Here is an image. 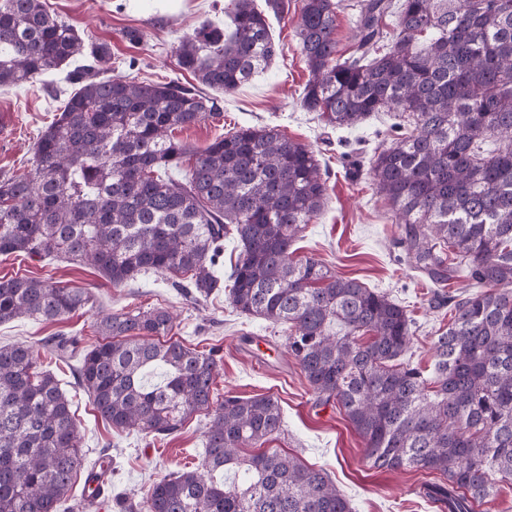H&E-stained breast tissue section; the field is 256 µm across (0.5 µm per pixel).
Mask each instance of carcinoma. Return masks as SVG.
Here are the masks:
<instances>
[{
	"label": "carcinoma",
	"instance_id": "obj_1",
	"mask_svg": "<svg viewBox=\"0 0 512 512\" xmlns=\"http://www.w3.org/2000/svg\"><path fill=\"white\" fill-rule=\"evenodd\" d=\"M234 0L230 22L183 36L178 66L199 86L101 78L107 44L86 40L42 0H0V86L85 58L79 89L33 146L21 177L0 176V255L64 256L120 287L149 271L186 274L208 297L224 239L240 247L228 298L285 327L317 406L339 409L377 470L438 474L419 493L475 512L512 485V0H360L349 57L336 59L337 0H301L296 36L309 78L301 106L336 129L374 112L409 114L408 136L376 152L374 190L392 206L404 261L448 296L432 376L404 360L414 322L385 293L298 259L293 244L327 195L319 160L270 126H243L198 151L175 131L223 111L277 54L269 16L287 0ZM398 33L385 51L386 17ZM89 291L0 280V324L63 320ZM166 309L116 313L78 380L116 429L163 439L210 420L192 470L153 483L119 512H352L319 470L268 443L277 397H216L218 360L169 338ZM70 401L30 347L0 346V512H59L85 466Z\"/></svg>",
	"mask_w": 512,
	"mask_h": 512
}]
</instances>
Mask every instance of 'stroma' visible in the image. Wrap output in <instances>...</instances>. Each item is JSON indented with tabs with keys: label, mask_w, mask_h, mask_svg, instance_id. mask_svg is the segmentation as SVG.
Instances as JSON below:
<instances>
[{
	"label": "stroma",
	"mask_w": 512,
	"mask_h": 512,
	"mask_svg": "<svg viewBox=\"0 0 512 512\" xmlns=\"http://www.w3.org/2000/svg\"><path fill=\"white\" fill-rule=\"evenodd\" d=\"M48 7L79 34L106 42L112 58L105 75L190 85L179 69L176 47L181 36L200 23H223L231 0H46ZM300 0H288V13L272 19L271 33L280 52L269 68L235 92L223 95L221 116L177 131L192 148L240 126L275 125L293 141L314 151L326 172L323 211L295 243L298 257L322 261L343 277L387 292L406 306L415 320L411 364L432 373L438 330L447 328L448 306H436V288L403 260L396 243L398 229L389 203L377 195L370 174L376 150L389 146L401 119L378 112L358 128L325 127L315 113L302 111L300 94L308 68L296 37ZM142 33L141 43L128 41L129 30ZM71 91L65 70L19 87H0V175L20 176L32 168L38 133L53 119ZM29 276L51 279L65 288H87L94 304L68 319L48 322L21 318L0 324V344L33 348L42 368L52 372L72 401L81 445L89 464H111L108 497L93 501L85 512H115L116 497L143 493L170 473L195 466L204 448L208 418L194 415L175 435L153 439L134 431L117 432L97 416L75 374L77 358L58 359L55 337L77 339L86 348L99 339L97 324L113 313L162 307L175 316L173 339L197 350H216L220 359L217 394L251 397L271 394L283 408V431L274 440L307 466L324 470L347 497L353 512H439L419 494L427 473L369 468L362 439L335 407L314 406L309 384L286 347L281 328L238 314L224 292L196 298L176 287L173 274L148 273L115 288L93 268L66 259L31 260L0 256V278Z\"/></svg>",
	"instance_id": "stroma-1"
}]
</instances>
